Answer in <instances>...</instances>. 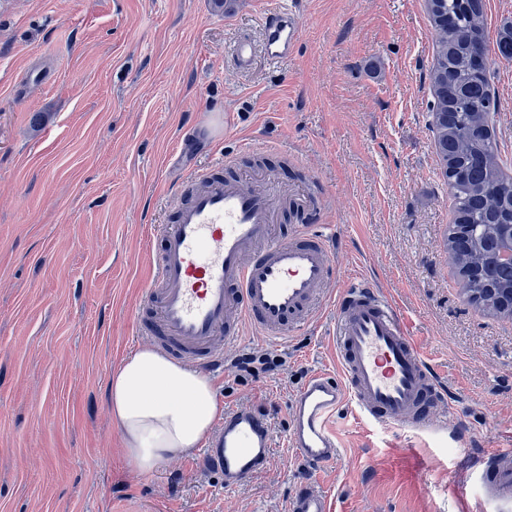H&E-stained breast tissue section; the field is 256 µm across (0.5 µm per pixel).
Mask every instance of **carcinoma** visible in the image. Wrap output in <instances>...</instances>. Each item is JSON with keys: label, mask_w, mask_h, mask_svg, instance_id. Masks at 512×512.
<instances>
[{"label": "carcinoma", "mask_w": 512, "mask_h": 512, "mask_svg": "<svg viewBox=\"0 0 512 512\" xmlns=\"http://www.w3.org/2000/svg\"><path fill=\"white\" fill-rule=\"evenodd\" d=\"M426 6L436 37L433 133L454 205L449 262L467 297L495 314L512 294V264H496L491 255L504 246L494 224L512 218V177L490 120L499 108L492 76L474 63L475 53L486 54L485 0H426ZM496 47L511 63L512 24L500 29Z\"/></svg>", "instance_id": "1"}]
</instances>
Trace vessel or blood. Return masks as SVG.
Returning a JSON list of instances; mask_svg holds the SVG:
<instances>
[{"mask_svg": "<svg viewBox=\"0 0 512 512\" xmlns=\"http://www.w3.org/2000/svg\"><path fill=\"white\" fill-rule=\"evenodd\" d=\"M301 0L270 6L262 15V44L245 34L233 43L237 68L257 58L287 61L303 34ZM231 158L193 168L188 193L169 206L157 225L160 243L138 335L169 358L216 369L245 328L280 341L304 329L325 301H332L331 345L335 372L311 371L289 400L286 445L310 467L335 461L340 450L330 420L350 407L381 428L407 432L446 429L453 414L442 400L436 374L409 336L404 315L386 291L364 275L342 279L336 253L338 229L299 225L289 237L271 231L269 189L230 176ZM272 432L265 413L236 407L224 414L197 460L201 471L223 475L225 490L268 468ZM489 449L473 477L484 512H512V466ZM286 512H331L314 483L295 487Z\"/></svg>", "mask_w": 512, "mask_h": 512, "instance_id": "b4317fda", "label": "vessel or blood"}]
</instances>
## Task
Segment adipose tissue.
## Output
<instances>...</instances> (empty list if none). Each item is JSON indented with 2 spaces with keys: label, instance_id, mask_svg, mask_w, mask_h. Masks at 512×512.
<instances>
[{
  "label": "adipose tissue",
  "instance_id": "obj_1",
  "mask_svg": "<svg viewBox=\"0 0 512 512\" xmlns=\"http://www.w3.org/2000/svg\"><path fill=\"white\" fill-rule=\"evenodd\" d=\"M106 400L125 462L139 472L198 448L222 412L206 375L149 348L128 355L111 373Z\"/></svg>",
  "mask_w": 512,
  "mask_h": 512
}]
</instances>
